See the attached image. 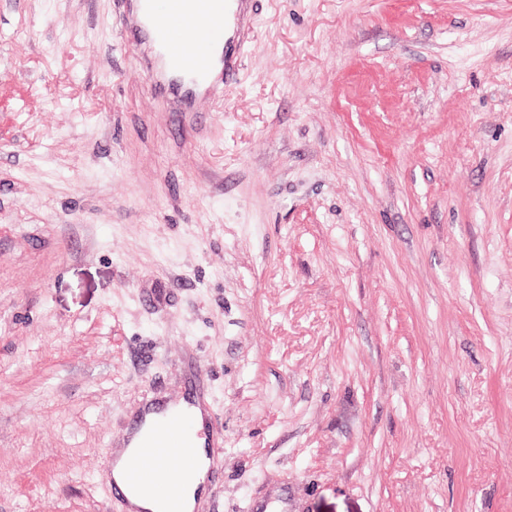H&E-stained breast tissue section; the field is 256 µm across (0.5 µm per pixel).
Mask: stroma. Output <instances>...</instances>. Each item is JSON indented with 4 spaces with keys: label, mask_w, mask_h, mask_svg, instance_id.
Listing matches in <instances>:
<instances>
[{
    "label": "stroma",
    "mask_w": 512,
    "mask_h": 512,
    "mask_svg": "<svg viewBox=\"0 0 512 512\" xmlns=\"http://www.w3.org/2000/svg\"><path fill=\"white\" fill-rule=\"evenodd\" d=\"M171 111L131 0H0V512L194 359L205 512H512V0H255ZM205 378L204 371L200 365L193 364L190 374L187 378V385L192 394V400L188 404L194 406L190 410V416L193 426L196 429H201L203 426V417L201 412L196 407L205 409L208 405V394L204 390L202 382Z\"/></svg>",
    "instance_id": "stroma-1"
}]
</instances>
